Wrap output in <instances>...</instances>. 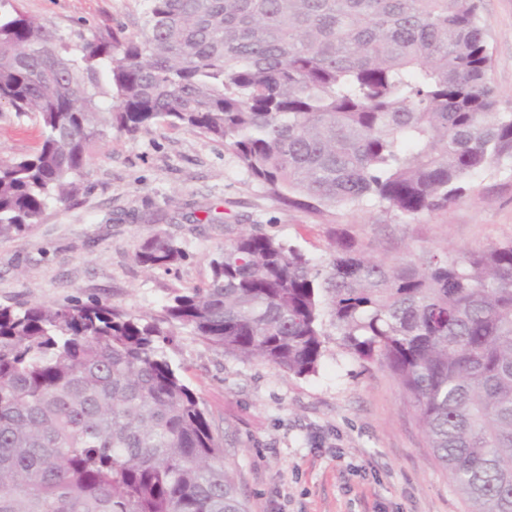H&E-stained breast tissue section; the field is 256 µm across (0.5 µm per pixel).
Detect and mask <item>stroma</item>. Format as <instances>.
<instances>
[{"label":"stroma","instance_id":"obj_1","mask_svg":"<svg viewBox=\"0 0 512 512\" xmlns=\"http://www.w3.org/2000/svg\"><path fill=\"white\" fill-rule=\"evenodd\" d=\"M63 37L142 33L144 0H22ZM490 71L512 108V0H481ZM38 124L0 107V159L34 153ZM250 227L326 264L333 242L407 261L425 250L512 240V171L488 169L448 209L403 219L371 206L296 209L253 180L223 143L157 123L94 145L72 202L48 204L29 231L0 241V305L97 299L146 321L174 291L202 288L211 261ZM166 232L183 260L147 271L138 244ZM167 356L200 397L248 512H469L434 457L416 411L384 368L348 352L328 327L316 374L294 376L175 328Z\"/></svg>","mask_w":512,"mask_h":512}]
</instances>
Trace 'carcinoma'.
<instances>
[{
  "mask_svg": "<svg viewBox=\"0 0 512 512\" xmlns=\"http://www.w3.org/2000/svg\"><path fill=\"white\" fill-rule=\"evenodd\" d=\"M143 36L66 43L0 0V105L37 151L0 160V239L69 203L89 147L159 122L224 142L292 206L414 219L512 168L480 0H146ZM183 257L164 233L135 261ZM166 320L289 375L324 322L413 404L471 512H512V241L405 263L339 239L324 266L241 231ZM170 334L106 302L0 305V512H246Z\"/></svg>",
  "mask_w": 512,
  "mask_h": 512,
  "instance_id": "cac0c4a2",
  "label": "carcinoma"
}]
</instances>
